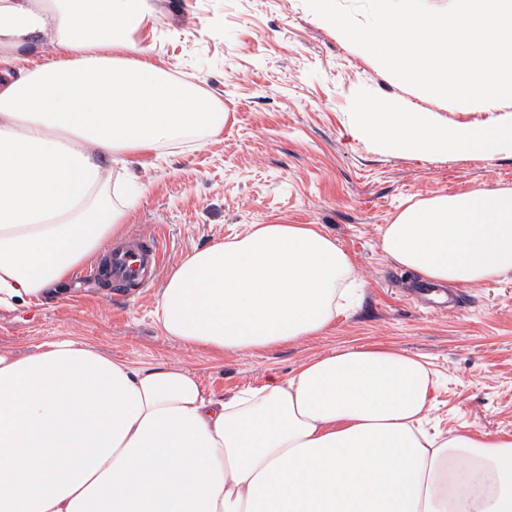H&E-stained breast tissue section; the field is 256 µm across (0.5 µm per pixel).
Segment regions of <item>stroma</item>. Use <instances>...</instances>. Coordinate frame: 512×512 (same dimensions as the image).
Returning <instances> with one entry per match:
<instances>
[{"instance_id": "stroma-1", "label": "stroma", "mask_w": 512, "mask_h": 512, "mask_svg": "<svg viewBox=\"0 0 512 512\" xmlns=\"http://www.w3.org/2000/svg\"><path fill=\"white\" fill-rule=\"evenodd\" d=\"M149 4L134 42L223 104L226 120L218 136L134 158L130 170L143 193L123 237H156L168 272L188 253L252 224H313L351 257L361 299L322 335L222 357L158 329L164 279L134 298L78 272L63 296L0 307V354L28 356L67 337L137 367L187 369L219 398L271 377L289 379L334 349L382 345L432 370L428 434L512 435V276L455 287L456 306L432 315L404 296L413 274L381 249L384 225L407 203L512 187V156L429 162L353 137L358 90L393 102L411 91L343 43L304 0Z\"/></svg>"}]
</instances>
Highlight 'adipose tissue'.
<instances>
[{
  "mask_svg": "<svg viewBox=\"0 0 512 512\" xmlns=\"http://www.w3.org/2000/svg\"><path fill=\"white\" fill-rule=\"evenodd\" d=\"M148 0H0V307L56 293L118 237L112 167L219 134L224 109L132 41ZM384 254L438 286L512 275V187L435 195ZM356 271L311 224H253L187 254L164 335L213 354L320 334ZM417 357L344 348L229 398L67 338L0 355V512H512V437L421 430Z\"/></svg>",
  "mask_w": 512,
  "mask_h": 512,
  "instance_id": "obj_1",
  "label": "adipose tissue"
}]
</instances>
